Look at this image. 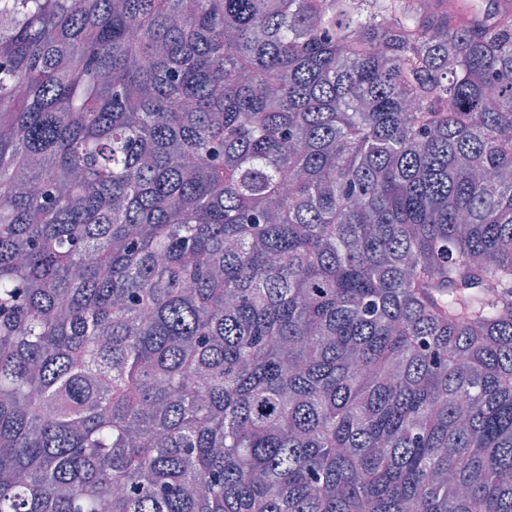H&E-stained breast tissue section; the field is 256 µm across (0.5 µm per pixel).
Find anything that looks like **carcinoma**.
<instances>
[{
    "mask_svg": "<svg viewBox=\"0 0 512 512\" xmlns=\"http://www.w3.org/2000/svg\"><path fill=\"white\" fill-rule=\"evenodd\" d=\"M0 512H512V0H0Z\"/></svg>",
    "mask_w": 512,
    "mask_h": 512,
    "instance_id": "carcinoma-1",
    "label": "carcinoma"
}]
</instances>
